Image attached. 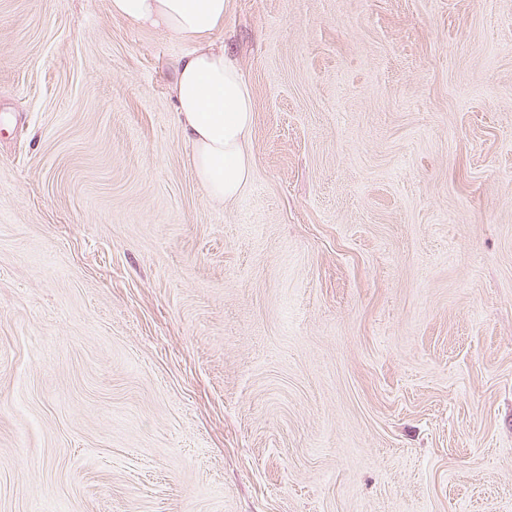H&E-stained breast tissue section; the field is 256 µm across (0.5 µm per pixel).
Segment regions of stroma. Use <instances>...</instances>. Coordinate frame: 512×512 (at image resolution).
<instances>
[{
    "label": "stroma",
    "instance_id": "stroma-1",
    "mask_svg": "<svg viewBox=\"0 0 512 512\" xmlns=\"http://www.w3.org/2000/svg\"><path fill=\"white\" fill-rule=\"evenodd\" d=\"M192 45L0 0V512H512V0H231ZM110 9L195 44L173 65L177 120L209 197L218 202L238 197L251 179L247 144L254 103L236 62L211 41L224 25L230 0H110Z\"/></svg>",
    "mask_w": 512,
    "mask_h": 512
}]
</instances>
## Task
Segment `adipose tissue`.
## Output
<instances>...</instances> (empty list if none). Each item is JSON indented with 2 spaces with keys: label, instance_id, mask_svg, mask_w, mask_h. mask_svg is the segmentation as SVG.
I'll return each mask as SVG.
<instances>
[{
  "label": "adipose tissue",
  "instance_id": "ef3b65f1",
  "mask_svg": "<svg viewBox=\"0 0 512 512\" xmlns=\"http://www.w3.org/2000/svg\"><path fill=\"white\" fill-rule=\"evenodd\" d=\"M110 9L193 42V51L173 65L177 120L209 197L218 202L238 197L251 179L247 144L254 103L236 62L211 41L230 0H110Z\"/></svg>",
  "mask_w": 512,
  "mask_h": 512
}]
</instances>
